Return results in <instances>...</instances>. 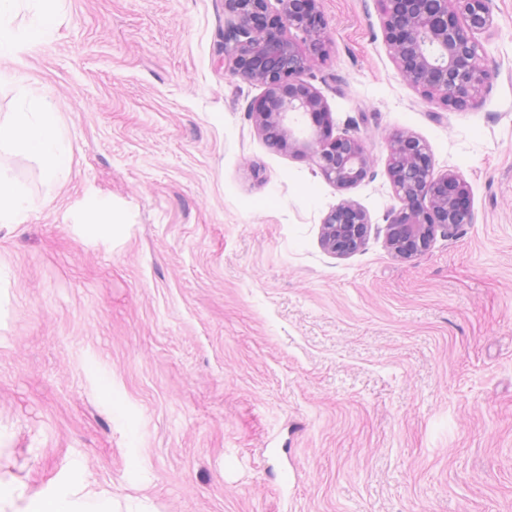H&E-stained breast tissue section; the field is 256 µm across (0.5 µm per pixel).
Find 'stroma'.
Instances as JSON below:
<instances>
[{
	"mask_svg": "<svg viewBox=\"0 0 512 512\" xmlns=\"http://www.w3.org/2000/svg\"><path fill=\"white\" fill-rule=\"evenodd\" d=\"M319 7L306 79L374 161L347 190L257 132L224 0H64L19 50L71 176L0 156L32 201L0 232V474L77 463L144 512H512V0H490L494 76L464 109L403 79L377 0ZM401 132L475 214L408 260L382 234ZM344 199L373 229L336 258ZM370 224V216L363 207L344 199L323 218L321 246L334 256H351L365 246Z\"/></svg>",
	"mask_w": 512,
	"mask_h": 512,
	"instance_id": "obj_1",
	"label": "stroma"
}]
</instances>
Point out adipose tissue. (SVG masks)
Segmentation results:
<instances>
[{"label": "adipose tissue", "mask_w": 512, "mask_h": 512, "mask_svg": "<svg viewBox=\"0 0 512 512\" xmlns=\"http://www.w3.org/2000/svg\"><path fill=\"white\" fill-rule=\"evenodd\" d=\"M60 0H0V81L10 78L3 61L13 59L20 47L38 38L53 23ZM27 23H18L21 12ZM18 91L26 109L0 123V151L38 161L44 176L63 185L69 170L63 160L70 143L50 110L48 101L28 85ZM27 193L0 167V230L13 229L29 211ZM0 512H137L119 508L111 495L94 491L81 466H73L67 480L32 490L15 477H0Z\"/></svg>", "instance_id": "ef3b65f1"}]
</instances>
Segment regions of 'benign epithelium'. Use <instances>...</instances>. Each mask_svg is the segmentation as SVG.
<instances>
[{"mask_svg":"<svg viewBox=\"0 0 512 512\" xmlns=\"http://www.w3.org/2000/svg\"><path fill=\"white\" fill-rule=\"evenodd\" d=\"M224 0L235 19L224 38V62L264 88L250 106L269 145L311 157L322 176L346 190L373 173L362 140L334 133L322 94L304 80L311 58L327 51L326 22L318 0ZM388 53L408 84L444 107L464 108L491 81L479 63L478 37L492 35L490 0H378ZM301 33V38L290 30ZM306 118L311 132L295 135L292 124ZM386 172L400 206L385 225L390 251L403 259L427 252L436 237H448L474 221L467 183L454 171L437 173L428 145L412 133L391 138ZM370 216L344 199L322 221L321 246L348 257L366 244Z\"/></svg>","mask_w":512,"mask_h":512,"instance_id":"obj_1","label":"benign epithelium"}]
</instances>
